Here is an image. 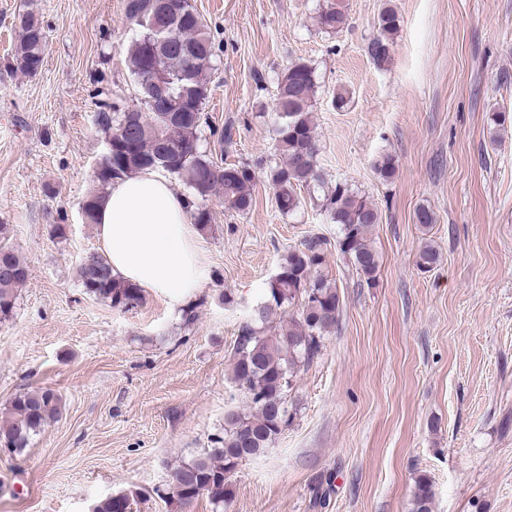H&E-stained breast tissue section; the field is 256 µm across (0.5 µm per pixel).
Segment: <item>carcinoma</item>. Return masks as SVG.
I'll return each instance as SVG.
<instances>
[{"label": "carcinoma", "instance_id": "cac0c4a2", "mask_svg": "<svg viewBox=\"0 0 512 512\" xmlns=\"http://www.w3.org/2000/svg\"><path fill=\"white\" fill-rule=\"evenodd\" d=\"M346 0H325L318 25L333 32L345 25ZM127 21L143 20L141 34L131 42L126 66L139 89L138 104L130 107L112 99L110 90H96L98 124L112 153L95 171L97 189L83 201V218L96 223L101 198L112 182L148 169L162 170L182 179L190 188L187 208L193 222L206 230L215 223L208 208L214 195L224 198V208L237 216L253 206L255 171L247 162L217 163L201 149L200 133L208 117L205 104L211 93L213 62L220 47L192 0H123ZM378 35L367 45L374 63L391 60L393 36L399 27L396 11L385 7L378 16ZM18 36L11 67L35 75L43 67L47 36L34 0H25L17 14ZM167 86V100L154 96V86ZM315 68L307 61L292 62L277 81L274 156L269 181L275 202L284 216L300 207V193H319V208L326 220L339 227L337 246L367 286L377 282L380 256L369 238L381 222V212L370 197L346 182L323 190L325 180L318 162L319 148L312 112L316 99ZM374 169L389 183L397 170L390 153L380 154ZM330 242L322 236L305 239L283 256L278 273L267 283L262 301L239 326L230 352L232 380L243 390L245 407L224 416V435L212 438L210 447L195 458L172 467L165 487L156 494L181 506L199 496L223 509L233 499L231 475L245 460L262 454L290 422L288 392L299 374L307 370L324 348V340L340 315L337 286L324 273ZM439 255L426 242L417 266L429 270ZM29 277L27 264L12 249L0 247V318L12 316L17 289ZM79 277L95 298L131 310L143 301V289L112 276L108 261L92 255L79 266ZM298 311L290 314L288 308ZM59 413V398L50 389L16 395L8 418L0 425V447L20 455L41 427ZM137 493L121 491L99 501L93 512H133ZM434 491L429 479L419 477L412 512H433Z\"/></svg>", "mask_w": 512, "mask_h": 512}]
</instances>
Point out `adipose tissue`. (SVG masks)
I'll return each instance as SVG.
<instances>
[{"mask_svg":"<svg viewBox=\"0 0 512 512\" xmlns=\"http://www.w3.org/2000/svg\"><path fill=\"white\" fill-rule=\"evenodd\" d=\"M97 232L113 276L160 294L170 309L200 286L199 228L163 172L115 181L98 205Z\"/></svg>","mask_w":512,"mask_h":512,"instance_id":"adipose-tissue-1","label":"adipose tissue"}]
</instances>
